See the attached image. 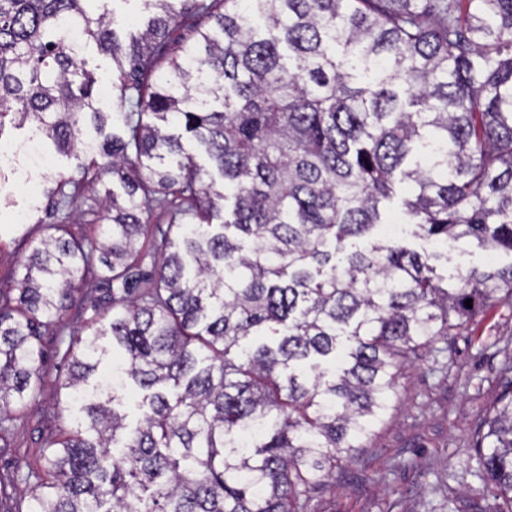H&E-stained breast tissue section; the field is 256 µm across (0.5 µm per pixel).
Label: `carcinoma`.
<instances>
[{"instance_id": "cac0c4a2", "label": "carcinoma", "mask_w": 512, "mask_h": 512, "mask_svg": "<svg viewBox=\"0 0 512 512\" xmlns=\"http://www.w3.org/2000/svg\"><path fill=\"white\" fill-rule=\"evenodd\" d=\"M85 2L0 0V134L28 121L122 189L103 240L52 224L0 291V454L41 389L44 330L90 311L58 386L77 427L46 442L28 512H312L407 369L512 304V262L450 284L437 253L372 238L409 183L413 236L512 254V0H146L123 38ZM186 22L194 42L160 55ZM89 41L137 108L122 133L95 106ZM54 182L63 211L73 179ZM154 211L171 224L147 268ZM97 261L105 294L79 302ZM484 426L482 512H512L511 387Z\"/></svg>"}]
</instances>
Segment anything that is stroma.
<instances>
[{
    "mask_svg": "<svg viewBox=\"0 0 512 512\" xmlns=\"http://www.w3.org/2000/svg\"><path fill=\"white\" fill-rule=\"evenodd\" d=\"M54 173L78 177L76 158L57 154L50 167L27 173L0 169V288L16 287L26 257L49 225L60 221L49 193ZM103 195L100 184L80 189V217L68 225L72 236L99 238L94 212ZM443 254L438 271L445 276L512 262L510 254L468 241ZM84 333L83 320L75 317L45 332L44 385L36 404L21 410L11 425V453L0 456V476L13 481L5 502L13 512H25L29 504L26 476L42 466L45 439L73 426L60 410L57 387L67 375L64 353ZM511 360L512 306L502 304L479 315L448 349L408 370L393 407L356 459L336 471L331 490L314 494L313 512H473L474 501L487 494L476 475L474 434L512 381L503 370Z\"/></svg>",
    "mask_w": 512,
    "mask_h": 512,
    "instance_id": "1",
    "label": "stroma"
}]
</instances>
